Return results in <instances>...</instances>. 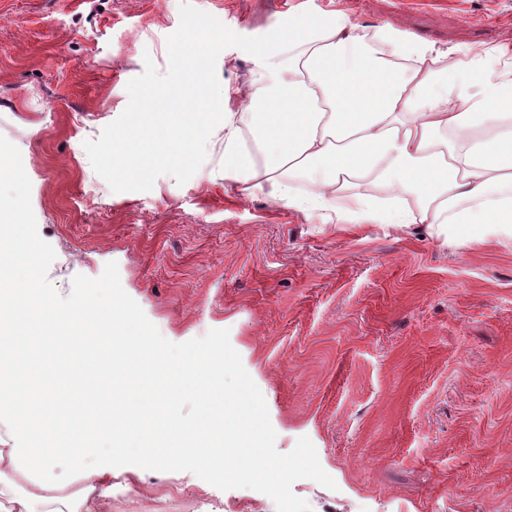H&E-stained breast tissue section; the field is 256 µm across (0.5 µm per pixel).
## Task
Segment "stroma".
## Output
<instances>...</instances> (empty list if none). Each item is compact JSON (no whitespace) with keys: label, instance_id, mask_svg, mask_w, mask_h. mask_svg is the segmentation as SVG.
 <instances>
[{"label":"stroma","instance_id":"obj_1","mask_svg":"<svg viewBox=\"0 0 512 512\" xmlns=\"http://www.w3.org/2000/svg\"><path fill=\"white\" fill-rule=\"evenodd\" d=\"M185 0H0V136L18 147L49 279L117 262L169 341L213 329L260 389L276 448L309 438L336 489L292 486L311 512H512V239L459 248L224 190L211 144L183 185L112 192L84 148L146 61L168 68ZM261 36L318 10L392 25L448 67L512 53V0H186ZM114 459L112 512H276L253 489Z\"/></svg>","mask_w":512,"mask_h":512}]
</instances>
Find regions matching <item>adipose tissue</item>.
<instances>
[{"instance_id": "adipose-tissue-1", "label": "adipose tissue", "mask_w": 512, "mask_h": 512, "mask_svg": "<svg viewBox=\"0 0 512 512\" xmlns=\"http://www.w3.org/2000/svg\"><path fill=\"white\" fill-rule=\"evenodd\" d=\"M255 54L251 79L231 90L243 110L216 125L202 112L179 115L221 141L225 192L257 189L325 224H421L444 244L463 232L512 238V79L481 59L442 67L391 25L367 32L327 12L289 17ZM21 292L35 307L24 319L33 336L62 331L78 350L89 330L112 329L108 299L83 315L70 307L43 316L48 300L26 276L0 280L1 329L13 325ZM35 352L0 341V419L12 418L19 437L0 439V512H108L112 460L128 452L112 422L129 414L106 406L100 425L78 432L65 420L45 437L44 401L19 383ZM86 456L95 467H80ZM61 458L75 466L60 477Z\"/></svg>"}]
</instances>
